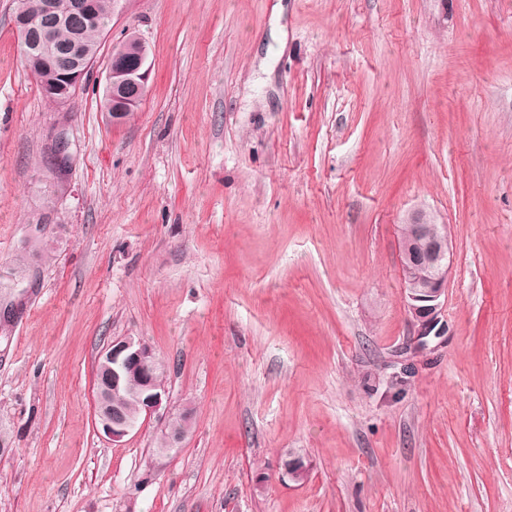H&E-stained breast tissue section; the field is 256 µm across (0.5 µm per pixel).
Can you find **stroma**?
I'll return each mask as SVG.
<instances>
[{
    "label": "stroma",
    "mask_w": 512,
    "mask_h": 512,
    "mask_svg": "<svg viewBox=\"0 0 512 512\" xmlns=\"http://www.w3.org/2000/svg\"><path fill=\"white\" fill-rule=\"evenodd\" d=\"M14 8L0 512H512V0H116L63 104ZM133 35L149 91L116 125L108 60ZM418 208L453 249L448 333L422 347L400 262ZM124 336L166 363L168 399L115 443L93 380ZM290 450L305 483L281 474ZM70 144L64 133H57L51 140L48 150L49 169L52 173H57L68 167L71 160L69 152Z\"/></svg>",
    "instance_id": "35a3bbf8"
}]
</instances>
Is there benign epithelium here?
I'll list each match as a JSON object with an SVG mask.
<instances>
[{"label":"benign epithelium","mask_w":512,"mask_h":512,"mask_svg":"<svg viewBox=\"0 0 512 512\" xmlns=\"http://www.w3.org/2000/svg\"><path fill=\"white\" fill-rule=\"evenodd\" d=\"M56 9V0H40L36 12L15 18V31L25 45L31 44L34 35L43 39L52 36V31L43 26V20L55 14ZM91 21L90 0H71L66 25L73 30L76 24ZM123 50L120 56L112 55L106 87L112 98L114 124H120L130 116L148 89L147 46L141 39L131 37L123 43ZM92 63L90 59L82 65L74 64L57 83L43 87L44 95L59 104L67 102L80 87ZM69 148L63 133L53 137L48 150L51 172L57 173L68 167L71 160ZM405 225L414 237L424 241V247L419 251L409 247L401 255L404 303L419 336H439L448 331L440 323L441 297L447 291L452 269L448 225L437 224L420 211L412 213ZM97 369L109 378L111 388H96L95 424L114 442L132 432L137 423L126 418L121 410L111 408L112 397L129 394L137 403L140 415L146 419L159 413L163 401L168 399L162 376L157 374L155 351L140 337L126 336L112 341L99 356ZM281 469L283 475L295 482L300 474L310 469V463L304 456L288 451L281 460Z\"/></svg>","instance_id":"7a95c632"}]
</instances>
